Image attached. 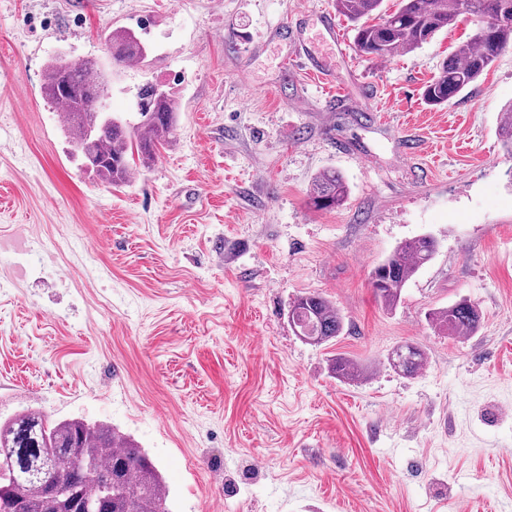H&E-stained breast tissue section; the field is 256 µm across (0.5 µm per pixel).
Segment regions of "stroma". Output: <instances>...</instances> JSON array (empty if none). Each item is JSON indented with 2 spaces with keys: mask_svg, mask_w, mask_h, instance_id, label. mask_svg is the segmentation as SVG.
I'll return each mask as SVG.
<instances>
[{
  "mask_svg": "<svg viewBox=\"0 0 512 512\" xmlns=\"http://www.w3.org/2000/svg\"><path fill=\"white\" fill-rule=\"evenodd\" d=\"M332 8L0 0V416L112 425L157 463L170 512H512V52L428 106L463 16L408 54L331 55L332 93L302 61ZM123 29L146 57L113 66L108 111L153 81L177 121L114 189L81 170L43 86L62 52L111 64L104 34ZM326 170L349 195L315 211ZM419 235L437 254L385 308L370 273ZM313 291L346 318L322 346L288 324ZM462 298L477 332L429 323ZM402 344L417 376L388 362ZM337 355L365 377H331ZM388 361L395 370L411 377L420 372L424 362V354L418 347L405 344L396 347L391 352Z\"/></svg>",
  "mask_w": 512,
  "mask_h": 512,
  "instance_id": "1",
  "label": "stroma"
}]
</instances>
